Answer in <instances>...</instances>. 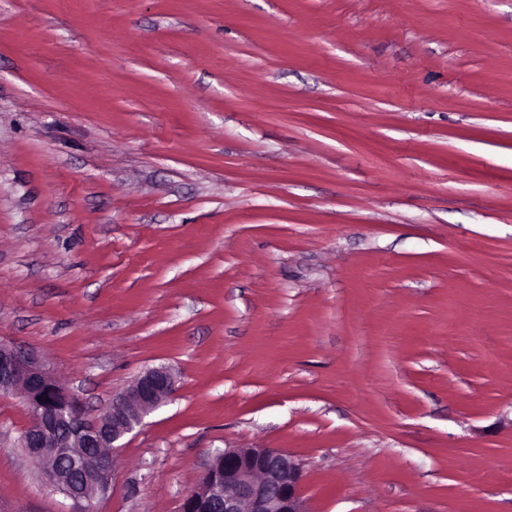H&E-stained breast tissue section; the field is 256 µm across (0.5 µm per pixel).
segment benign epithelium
<instances>
[{
	"label": "benign epithelium",
	"mask_w": 512,
	"mask_h": 512,
	"mask_svg": "<svg viewBox=\"0 0 512 512\" xmlns=\"http://www.w3.org/2000/svg\"><path fill=\"white\" fill-rule=\"evenodd\" d=\"M176 384L169 368H150L90 421L82 413L48 412L40 400L43 394L54 392L67 400L72 396L38 353L0 340V395H21L30 416L20 447L44 462L45 484L69 498L73 512H87L85 503L107 492L113 450L168 401ZM76 448L98 449L91 464L99 478L97 484L61 465L65 455L77 458ZM303 478L301 463L285 451L226 448L216 452L197 488L183 500L180 512H307L301 496Z\"/></svg>",
	"instance_id": "7a95c632"
}]
</instances>
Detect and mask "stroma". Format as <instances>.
<instances>
[{"mask_svg":"<svg viewBox=\"0 0 512 512\" xmlns=\"http://www.w3.org/2000/svg\"><path fill=\"white\" fill-rule=\"evenodd\" d=\"M0 339L88 417L89 512L213 454L307 512H512V0H0ZM0 396V512H71Z\"/></svg>","mask_w":512,"mask_h":512,"instance_id":"stroma-1","label":"stroma"}]
</instances>
